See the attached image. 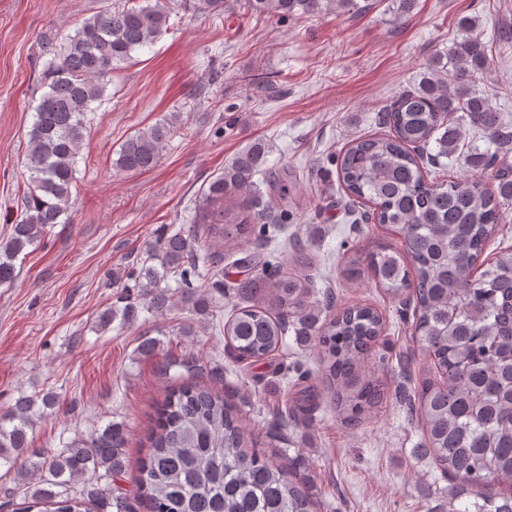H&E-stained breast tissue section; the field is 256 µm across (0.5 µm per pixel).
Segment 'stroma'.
Returning a JSON list of instances; mask_svg holds the SVG:
<instances>
[{
    "label": "stroma",
    "instance_id": "1",
    "mask_svg": "<svg viewBox=\"0 0 512 512\" xmlns=\"http://www.w3.org/2000/svg\"><path fill=\"white\" fill-rule=\"evenodd\" d=\"M111 0H0V237L20 217L28 133L44 92L46 42L61 43ZM344 15L249 16L239 6L198 14L175 0L168 31L110 77L107 97L87 115L86 137L68 221L27 247L12 285L0 286V412L20 394L52 391L60 405L38 418L29 436L49 451L111 423L129 432V465L121 486L135 495L141 441L152 404L179 383L168 360L197 358L224 368V390L265 448L299 460L321 512H426L448 496L450 482L421 456L424 435L408 420L398 392L424 365L411 339L412 308L400 305L371 276L347 277L350 256L379 240L400 247V233L357 222L363 205L345 206L333 159L351 139L382 134L378 111L411 87L423 64L447 52L464 16L479 19L489 66L481 88L512 127V0H415L395 19V0H358ZM175 134L157 165L129 173L115 161L127 137L170 115ZM257 138L272 150L269 167L297 175L288 223L272 224V244L250 239L224 254V290L211 295L201 319L183 304L161 315L141 313L129 327L99 331V313L127 285L133 259L161 228L192 223L208 182ZM303 244L304 271L340 305L382 313L376 347L384 399L364 423H342L321 405L309 423L288 416L294 389L321 383L316 351L287 334L277 356L283 371L237 361L219 327L241 299L236 288L254 268L248 254L289 271ZM159 343L154 354L141 342Z\"/></svg>",
    "mask_w": 512,
    "mask_h": 512
}]
</instances>
